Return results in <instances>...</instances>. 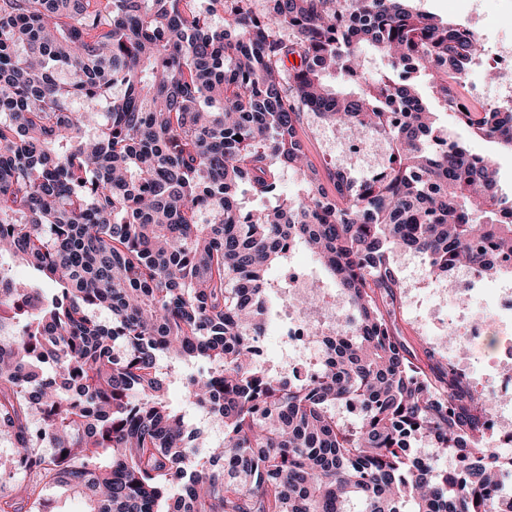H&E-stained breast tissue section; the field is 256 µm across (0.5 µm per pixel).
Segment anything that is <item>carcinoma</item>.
Listing matches in <instances>:
<instances>
[{
    "mask_svg": "<svg viewBox=\"0 0 512 512\" xmlns=\"http://www.w3.org/2000/svg\"><path fill=\"white\" fill-rule=\"evenodd\" d=\"M250 2L209 0L231 4L217 27L193 0H0V512H61L51 485L85 512H512L490 495V408L415 365L385 302L402 295L398 252L435 278L512 277V198L437 128L413 74L510 150L512 99L458 97L450 80L482 44L410 0ZM366 44L391 67L377 82ZM304 113L380 136L386 166L331 169L328 195ZM284 169L302 192L247 207ZM291 245L352 311L308 382L254 357ZM6 256L54 288L19 283ZM177 382L183 408L166 398ZM350 400L357 429L336 420ZM191 406L224 425L202 459ZM418 436L431 447L412 450ZM312 254L305 249H297L294 253V260H298L304 264H310L313 274L310 280L313 282L315 288L319 289H330L336 288L333 281L323 272L322 269L316 264Z\"/></svg>",
    "mask_w": 512,
    "mask_h": 512,
    "instance_id": "1",
    "label": "carcinoma"
}]
</instances>
